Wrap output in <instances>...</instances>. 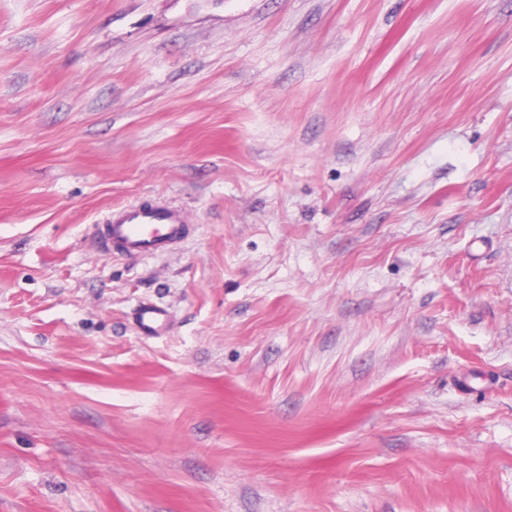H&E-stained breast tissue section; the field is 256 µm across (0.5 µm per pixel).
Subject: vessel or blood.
<instances>
[{"label":"vessel or blood","instance_id":"1","mask_svg":"<svg viewBox=\"0 0 512 512\" xmlns=\"http://www.w3.org/2000/svg\"><path fill=\"white\" fill-rule=\"evenodd\" d=\"M184 231L180 211L152 206L118 207L103 227L101 251L150 256L180 241Z\"/></svg>","mask_w":512,"mask_h":512}]
</instances>
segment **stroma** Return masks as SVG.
I'll return each mask as SVG.
<instances>
[{
    "instance_id": "stroma-1",
    "label": "stroma",
    "mask_w": 512,
    "mask_h": 512,
    "mask_svg": "<svg viewBox=\"0 0 512 512\" xmlns=\"http://www.w3.org/2000/svg\"><path fill=\"white\" fill-rule=\"evenodd\" d=\"M0 512H512V0H0ZM184 217L165 207L123 206L112 210L101 236V254L115 252L154 255L181 240Z\"/></svg>"
}]
</instances>
